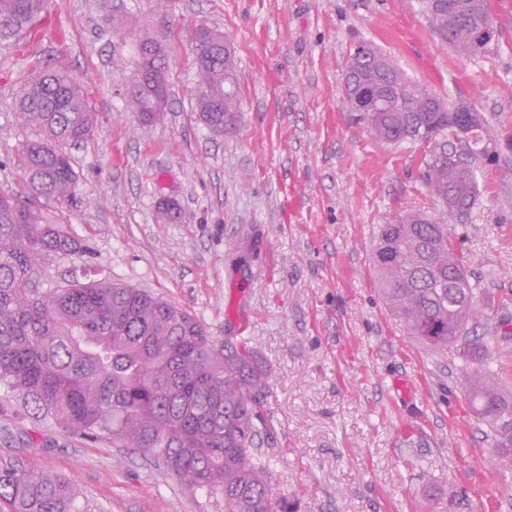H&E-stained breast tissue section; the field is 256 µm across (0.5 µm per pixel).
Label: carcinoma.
I'll return each mask as SVG.
<instances>
[{"label":"carcinoma","instance_id":"cac0c4a2","mask_svg":"<svg viewBox=\"0 0 512 512\" xmlns=\"http://www.w3.org/2000/svg\"><path fill=\"white\" fill-rule=\"evenodd\" d=\"M45 0H0V46L25 37L42 19ZM430 26L457 54L476 56L492 40L481 33L491 17L487 0H426ZM223 32L197 30L195 111L213 134L240 111L233 50L210 60ZM393 84L392 111L358 112L354 120L377 140L427 147L420 175L426 191L463 215L476 204L472 160L485 155L484 124L474 119L461 147L454 114L434 110L423 86L395 67L355 55L346 71ZM156 89L134 64L126 106L137 126L156 122ZM17 124L27 133L14 164L32 199L0 193V409L25 429L43 424L91 443L125 448L204 492L224 512H298L279 495L258 449L272 446L265 400L271 372L246 338L220 341L186 310L152 292L74 275L42 288V265L83 250L34 199L68 200L78 186L69 149L91 139L96 121L83 84L66 67L26 80L15 96ZM380 294L408 337L424 348L455 352L480 366L491 345L470 336L469 308L486 304L476 291L448 225L415 212L378 226L372 256ZM497 456L512 465V394L484 368L468 393ZM80 490L52 472L0 467V500L11 512H102L81 505Z\"/></svg>","mask_w":512,"mask_h":512}]
</instances>
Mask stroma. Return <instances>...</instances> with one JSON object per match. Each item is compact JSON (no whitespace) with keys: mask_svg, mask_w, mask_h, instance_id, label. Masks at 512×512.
<instances>
[{"mask_svg":"<svg viewBox=\"0 0 512 512\" xmlns=\"http://www.w3.org/2000/svg\"><path fill=\"white\" fill-rule=\"evenodd\" d=\"M489 4L498 35L473 57L440 43L422 0H47L41 25L0 47L1 193L28 194L14 102L34 69L68 67L97 121L71 150L76 196L42 206L90 253L44 265L42 285L90 265L187 309L217 339L250 338L272 374L277 445L264 457L299 512H512V468L470 410L474 364L409 339L372 264L377 227L396 213L447 225L493 299L474 333L512 390V336L497 330L512 319V0ZM125 11L174 47L164 114L144 129L124 110L132 54L112 18ZM201 24L232 45L242 90L218 137L194 111ZM363 40L481 116L487 153L467 215L423 187L422 145L381 143L352 121L343 78ZM165 198L178 210L163 224ZM9 464L70 478L104 512H221L137 454L53 427L29 439L0 414Z\"/></svg>","mask_w":512,"mask_h":512,"instance_id":"1","label":"stroma"}]
</instances>
